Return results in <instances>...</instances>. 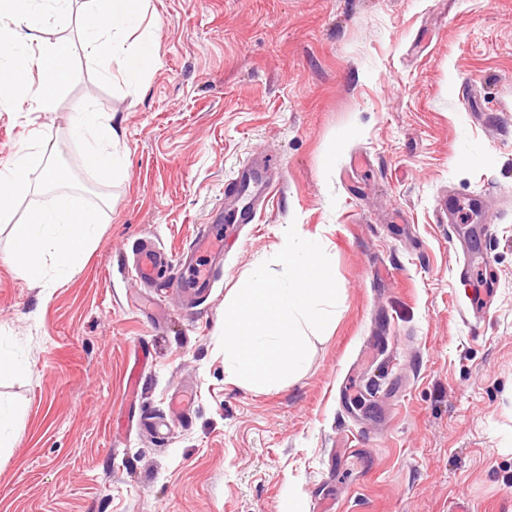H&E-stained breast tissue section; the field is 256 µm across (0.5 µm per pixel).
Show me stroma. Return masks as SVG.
<instances>
[{
    "label": "stroma",
    "mask_w": 512,
    "mask_h": 512,
    "mask_svg": "<svg viewBox=\"0 0 512 512\" xmlns=\"http://www.w3.org/2000/svg\"><path fill=\"white\" fill-rule=\"evenodd\" d=\"M80 15L42 33L72 46L55 111L0 106V165L40 133L34 172L103 207L62 279L29 281L0 232V350L25 366L0 383V512H512V0H149L137 85ZM84 102L120 178L70 137ZM246 164L273 191L251 223L224 191ZM293 223L336 320L293 377L242 386L224 306ZM146 239L172 255L149 288ZM187 258L212 288L183 295ZM106 112L88 104H80L70 116V136L86 145L84 159H90L89 168L96 170L101 179L118 178L123 161L118 150L115 131ZM44 191H55L63 188H73L68 178L53 165L47 164L40 173L39 184L36 186Z\"/></svg>",
    "instance_id": "1"
}]
</instances>
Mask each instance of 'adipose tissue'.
Wrapping results in <instances>:
<instances>
[{"instance_id": "ef3b65f1", "label": "adipose tissue", "mask_w": 512, "mask_h": 512, "mask_svg": "<svg viewBox=\"0 0 512 512\" xmlns=\"http://www.w3.org/2000/svg\"><path fill=\"white\" fill-rule=\"evenodd\" d=\"M146 0H87L81 14L83 47L88 55L105 54L119 60L120 74L130 84L140 83L153 69L152 34L144 27ZM72 0H0V99L24 98L34 112L55 109L58 90L70 79L71 45L60 39L42 42L50 23L70 17ZM70 135L86 146L85 156L100 178H116L123 161L117 135L107 113L80 104L70 116ZM47 146L32 135L9 164L0 166V221L10 224L11 254L26 277L38 281L47 271L67 275L92 243L100 222L99 208L81 195L68 192V179L54 166H44L36 184L52 192L49 203L37 206L14 221L16 201L29 193L36 156Z\"/></svg>"}]
</instances>
